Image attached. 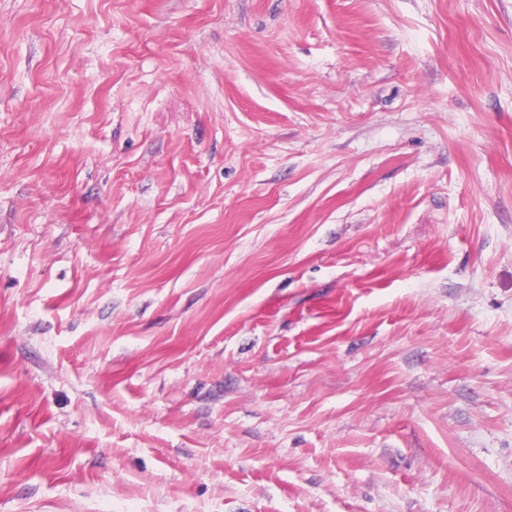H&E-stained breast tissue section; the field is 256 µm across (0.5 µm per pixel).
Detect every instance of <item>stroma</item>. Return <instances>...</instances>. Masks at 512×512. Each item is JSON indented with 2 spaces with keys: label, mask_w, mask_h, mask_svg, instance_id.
<instances>
[{
  "label": "stroma",
  "mask_w": 512,
  "mask_h": 512,
  "mask_svg": "<svg viewBox=\"0 0 512 512\" xmlns=\"http://www.w3.org/2000/svg\"><path fill=\"white\" fill-rule=\"evenodd\" d=\"M0 512H512V0H0Z\"/></svg>",
  "instance_id": "1"
}]
</instances>
